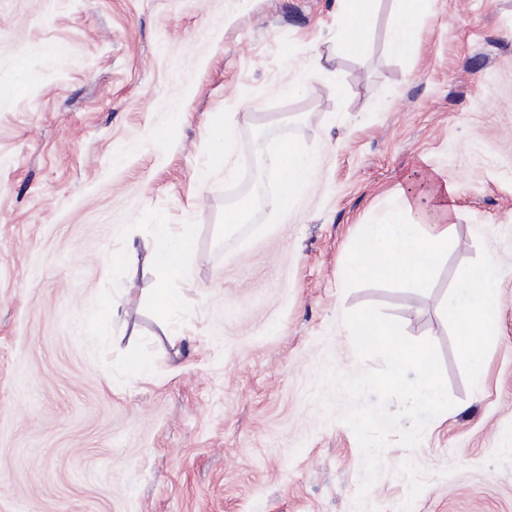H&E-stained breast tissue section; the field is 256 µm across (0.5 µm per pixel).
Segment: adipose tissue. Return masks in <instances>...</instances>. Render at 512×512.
<instances>
[{
	"label": "adipose tissue",
	"mask_w": 512,
	"mask_h": 512,
	"mask_svg": "<svg viewBox=\"0 0 512 512\" xmlns=\"http://www.w3.org/2000/svg\"><path fill=\"white\" fill-rule=\"evenodd\" d=\"M391 18L389 45L393 53L408 54L416 41L418 20L427 0H398ZM375 0H337L336 38L342 50L360 56L364 34L373 18ZM284 175L285 191L308 184L316 171V159L297 143H290L274 158ZM457 188L446 173H424L419 187H402L385 220L363 225L357 257L349 267L350 278L418 281L425 279L433 262L448 246V219L455 209ZM157 245L153 263L162 276L152 290L155 306L168 313L181 306L184 297L174 283L187 274L186 247L172 242L170 225L155 227ZM499 271L494 260L463 271L459 285L443 305V313L459 330V357L470 370L475 387H483L484 354L496 334V298Z\"/></svg>",
	"instance_id": "ef3b65f1"
}]
</instances>
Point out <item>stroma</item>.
Segmentation results:
<instances>
[{"label": "stroma", "mask_w": 512, "mask_h": 512, "mask_svg": "<svg viewBox=\"0 0 512 512\" xmlns=\"http://www.w3.org/2000/svg\"><path fill=\"white\" fill-rule=\"evenodd\" d=\"M395 8L351 56L336 0H0V512H357L362 452L323 377L382 368L343 321L368 305L435 344L454 405L416 449L390 440L367 506L512 512V0H428L404 56ZM284 138L318 167L283 206L253 148ZM424 168L458 187L447 249L422 281L350 279L362 225ZM252 173L264 210L225 223ZM159 223L190 239L165 315ZM129 246L133 269L109 264ZM488 258L479 390L442 304ZM104 295L118 313L92 340Z\"/></svg>", "instance_id": "35a3bbf8"}]
</instances>
